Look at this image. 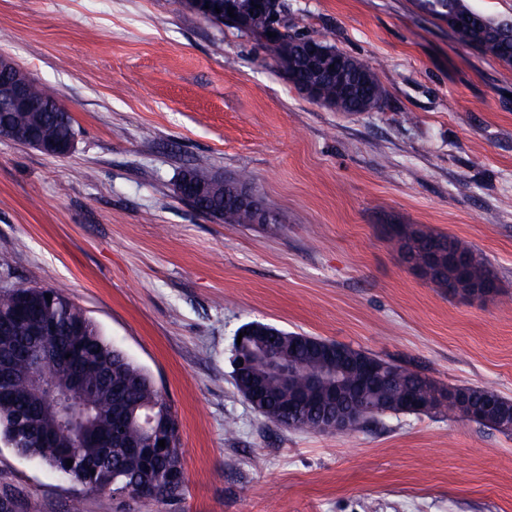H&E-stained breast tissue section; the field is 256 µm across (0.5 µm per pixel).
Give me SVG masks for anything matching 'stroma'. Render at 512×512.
<instances>
[{
	"instance_id": "obj_1",
	"label": "stroma",
	"mask_w": 512,
	"mask_h": 512,
	"mask_svg": "<svg viewBox=\"0 0 512 512\" xmlns=\"http://www.w3.org/2000/svg\"><path fill=\"white\" fill-rule=\"evenodd\" d=\"M285 2L296 31L378 66L380 108L311 101L185 0H0V54L76 131L63 157L0 138V288L64 290L171 402L183 495L112 512H512V434L444 411L284 430L235 387V334L258 321L512 398V65L414 0ZM202 156L249 171L277 223L177 198ZM398 225L456 239L497 292L435 287L401 261ZM5 486L24 512H99L0 442Z\"/></svg>"
}]
</instances>
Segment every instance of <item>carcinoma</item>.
Listing matches in <instances>:
<instances>
[{"instance_id":"carcinoma-1","label":"carcinoma","mask_w":512,"mask_h":512,"mask_svg":"<svg viewBox=\"0 0 512 512\" xmlns=\"http://www.w3.org/2000/svg\"><path fill=\"white\" fill-rule=\"evenodd\" d=\"M252 0H230L229 6L248 15L247 34L260 41L267 37L272 21L264 11H249ZM425 14L448 24L458 41L482 55L512 64V21L497 20L472 9L467 0H416ZM277 56L289 51L295 67L288 69V80L311 71L307 51L310 45L326 48L336 58L338 68L314 80L315 102L330 105L339 96L341 80L356 87V94L344 101L345 112H367L385 99L378 68L350 57L330 44L324 35L300 36L284 25L277 32ZM30 109H13L0 104V138L13 139L21 130H35L53 143L74 138V121L55 96L32 84ZM190 178L208 184L216 176L207 159L201 157L187 169ZM201 213L226 224H251V211L224 200L219 195L205 202ZM416 245L418 258L435 252L459 253L468 258L469 279L456 283L454 291L464 290L491 274L481 259L457 240L424 228L402 232ZM51 300H46L45 294ZM15 314L7 328H0V440L19 455L34 459L50 470L102 494L101 512H112L117 496L154 501L179 498L185 488V471H172L170 460L181 455L179 436L170 448H133L146 442L148 434L133 415L141 408L159 406L175 415L164 393L150 374L124 355L102 334L97 324L69 296L56 288L22 286L0 293V314ZM279 335L250 336L238 352L249 361L234 377L238 392L251 382H264L259 400L269 422L289 430L316 431V422L327 403L321 395L309 391L311 378L330 371L336 363V344L326 341L329 351L318 352L304 345L287 344ZM280 348L283 359L293 352L299 369L283 383L268 372L261 354ZM34 350L42 355L68 358L86 390L80 403L50 404L27 383V365L23 353ZM347 354L342 363L345 380L359 376L361 362L373 360L386 366L388 378L367 387V399L394 411H400L407 397L417 393L433 402V409L457 414L440 397L447 389L434 380L400 365L380 359L362 349L343 346ZM73 460L67 466V460Z\"/></svg>"}]
</instances>
